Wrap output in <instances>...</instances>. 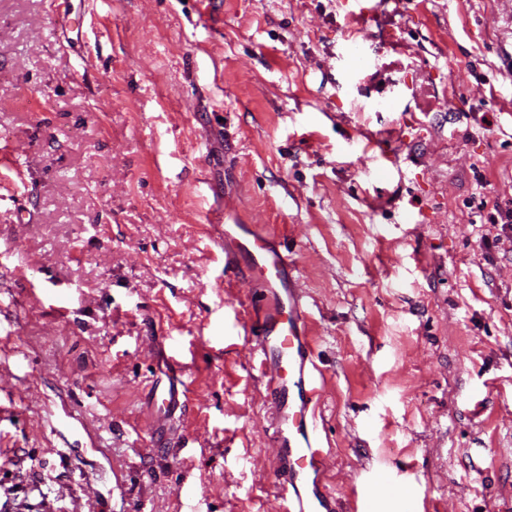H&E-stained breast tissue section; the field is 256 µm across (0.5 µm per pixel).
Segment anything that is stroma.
Listing matches in <instances>:
<instances>
[{
  "mask_svg": "<svg viewBox=\"0 0 512 512\" xmlns=\"http://www.w3.org/2000/svg\"><path fill=\"white\" fill-rule=\"evenodd\" d=\"M497 0H0V512H281L256 224L297 259L325 484L512 512ZM382 91H374L370 82ZM180 355L192 405L147 395ZM496 213L490 217V224L493 228L498 227L500 233H497L492 238V244L500 243L502 236L508 238L511 241L512 238V199L503 205H496Z\"/></svg>",
  "mask_w": 512,
  "mask_h": 512,
  "instance_id": "35a3bbf8",
  "label": "stroma"
}]
</instances>
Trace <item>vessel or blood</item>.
Wrapping results in <instances>:
<instances>
[{
	"label": "vessel or blood",
	"instance_id": "vessel-or-blood-1",
	"mask_svg": "<svg viewBox=\"0 0 512 512\" xmlns=\"http://www.w3.org/2000/svg\"><path fill=\"white\" fill-rule=\"evenodd\" d=\"M234 252L225 264L245 261L261 293L249 334L262 370L271 374L270 392L276 409L273 439L280 449L282 512H336V500L326 492L325 446L317 431L316 405L322 388L315 377L314 348L308 336V313L298 278L290 273L294 261L276 244L273 236L256 226H242ZM181 363L170 361L166 385H155L156 409L164 414L186 409L190 390L178 377ZM397 497L403 512H425L424 499L403 491L390 472L377 467L355 512H376L381 499Z\"/></svg>",
	"mask_w": 512,
	"mask_h": 512
}]
</instances>
